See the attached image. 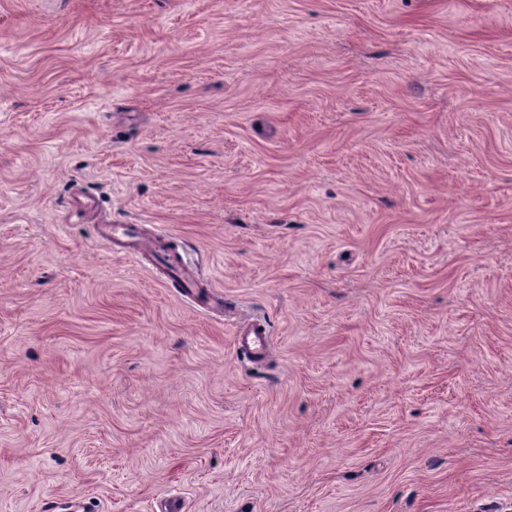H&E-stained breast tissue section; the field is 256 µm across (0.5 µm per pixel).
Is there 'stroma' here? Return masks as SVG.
Returning a JSON list of instances; mask_svg holds the SVG:
<instances>
[{"instance_id":"35a3bbf8","label":"stroma","mask_w":512,"mask_h":512,"mask_svg":"<svg viewBox=\"0 0 512 512\" xmlns=\"http://www.w3.org/2000/svg\"><path fill=\"white\" fill-rule=\"evenodd\" d=\"M166 500L512 512V0H0V512ZM269 332L265 324L255 320L245 330L238 333L237 343L254 357L262 356L268 346Z\"/></svg>"}]
</instances>
